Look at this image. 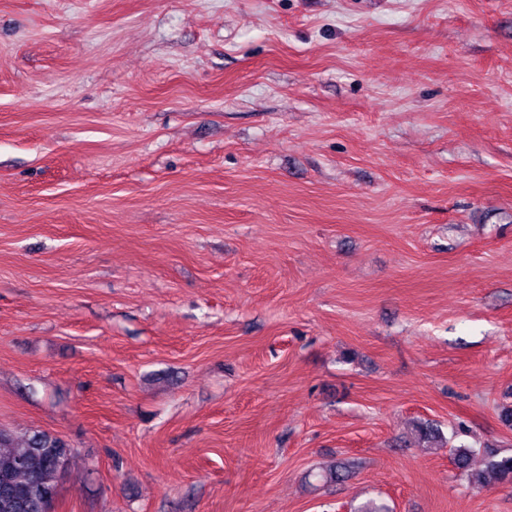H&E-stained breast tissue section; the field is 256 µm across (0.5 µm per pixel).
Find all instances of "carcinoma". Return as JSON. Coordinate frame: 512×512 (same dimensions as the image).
Masks as SVG:
<instances>
[{
  "mask_svg": "<svg viewBox=\"0 0 512 512\" xmlns=\"http://www.w3.org/2000/svg\"><path fill=\"white\" fill-rule=\"evenodd\" d=\"M415 436L425 448L443 445L442 430L432 421H421L415 426ZM74 452L70 444L58 435L41 430H30L17 436L0 429V512H52L58 492L60 474L64 473ZM483 457L484 468L472 471L475 456ZM458 470L477 487L492 484L512 486V456H501L491 448L454 449ZM356 463L321 469L320 477L327 483L340 484L354 473Z\"/></svg>",
  "mask_w": 512,
  "mask_h": 512,
  "instance_id": "obj_1",
  "label": "carcinoma"
}]
</instances>
